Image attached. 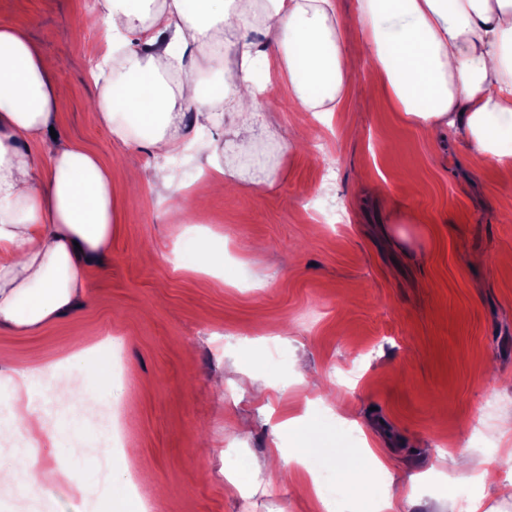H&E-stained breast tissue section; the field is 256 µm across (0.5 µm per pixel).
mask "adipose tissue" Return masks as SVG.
I'll use <instances>...</instances> for the list:
<instances>
[{"label": "adipose tissue", "mask_w": 512, "mask_h": 512, "mask_svg": "<svg viewBox=\"0 0 512 512\" xmlns=\"http://www.w3.org/2000/svg\"><path fill=\"white\" fill-rule=\"evenodd\" d=\"M95 24L112 37L119 72L94 99L98 123L124 143L148 144L156 184L198 130L230 122L236 157L254 152L283 81L299 111H341L357 73L347 49L358 29L370 50L367 80L416 124L453 128L492 163L512 165V0H99ZM265 36L257 44L245 27ZM137 48H128L129 39ZM233 62H225L226 54ZM65 92L50 63L21 29L0 26V330L37 331L86 305L89 262L109 251L112 178L93 153L44 139ZM53 367L15 371L13 405L0 441H19L27 465L0 467V486L40 485L42 445L57 447L65 426L34 398Z\"/></svg>", "instance_id": "adipose-tissue-1"}]
</instances>
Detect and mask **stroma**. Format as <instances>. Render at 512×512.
<instances>
[{"instance_id":"1","label":"stroma","mask_w":512,"mask_h":512,"mask_svg":"<svg viewBox=\"0 0 512 512\" xmlns=\"http://www.w3.org/2000/svg\"><path fill=\"white\" fill-rule=\"evenodd\" d=\"M86 0H0V25L27 32L68 86L56 136L97 155L112 173V246L90 267V301L27 335L0 332V421L13 370L55 366L37 400L65 419L71 396L98 387L91 420L42 451L41 485L0 486V512H462L448 483L474 496L456 468L512 454V169L468 151L454 130L403 118L363 76L341 111L312 120L280 97L260 152L224 194L197 178L203 144L230 142L227 124L201 130L155 185L149 148L116 141L90 102L87 60L106 51L86 24ZM305 128V148L283 143ZM55 136V137H56ZM142 175L140 189L126 181ZM208 204L189 210L192 195ZM223 251L219 275L186 272L192 229ZM156 258L144 264V244ZM122 337L113 346V337ZM83 342L102 380L62 353ZM257 351L263 393L231 371ZM121 408L127 437L107 450L102 420ZM307 416L302 462L284 464L271 428ZM79 443L81 455L71 453ZM82 477L58 479L56 459ZM371 473L343 492L339 468ZM273 472L255 488V468ZM416 472L418 486L405 481ZM139 484L140 495L129 492ZM486 512H512L498 485Z\"/></svg>"}]
</instances>
